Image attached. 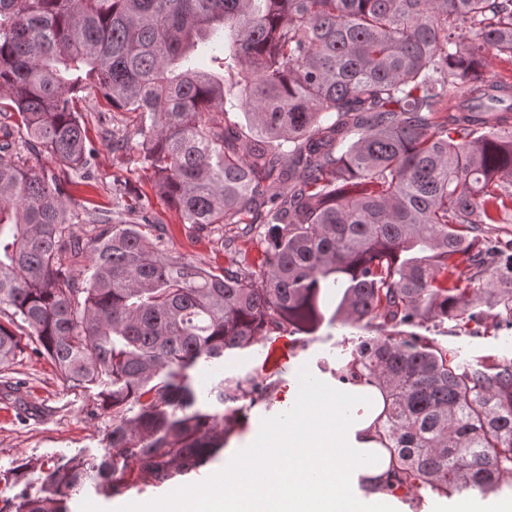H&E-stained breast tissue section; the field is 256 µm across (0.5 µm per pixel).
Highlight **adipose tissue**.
<instances>
[{"label":"adipose tissue","instance_id":"adipose-tissue-1","mask_svg":"<svg viewBox=\"0 0 512 512\" xmlns=\"http://www.w3.org/2000/svg\"><path fill=\"white\" fill-rule=\"evenodd\" d=\"M388 397V389L379 381L353 375L345 366L332 377L314 374L305 386L289 380L281 401L288 423L277 437L258 420L262 403L254 401L246 417L227 433L226 447H246L250 453L225 467V496L243 495L239 471L258 458L262 464L252 467L253 477L259 485H270L275 496L287 494L296 483L333 496L353 485L364 487L370 500L396 502L399 492L392 487L391 476L397 458L382 435ZM285 455L301 464L294 476L281 472Z\"/></svg>","mask_w":512,"mask_h":512}]
</instances>
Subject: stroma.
<instances>
[{
    "label": "stroma",
    "instance_id": "1",
    "mask_svg": "<svg viewBox=\"0 0 512 512\" xmlns=\"http://www.w3.org/2000/svg\"><path fill=\"white\" fill-rule=\"evenodd\" d=\"M78 109L95 148V177L88 181L73 178L69 186L72 198L86 206L105 209L112 205L114 186H126L127 202H134L139 196L150 199L154 221L169 231L167 247L171 252L215 267L235 261V254L224 248L223 230L202 233L182 223L175 209L157 195L152 180L141 171L134 154L114 151L101 142V127L111 121L112 110L100 95L89 94L79 101ZM377 335V330L372 328L326 322L311 334H283L288 353L281 367H267L259 350L254 349L222 363L198 366L192 374L193 384L205 395L224 377L252 375L265 379L271 388L281 389L289 375L311 367L335 373L361 341ZM433 338L447 345L463 362L474 363L490 355L512 357V327L505 325L489 330L481 323L451 320ZM11 370L14 376L26 380V400L37 406L38 412L30 417L22 416L14 398L0 395V501L13 498L21 490L20 485L3 478L4 472L12 470L18 461L29 464L28 490L39 494L42 472L57 462L75 456L90 459L101 455L112 423L108 415H94L95 389L69 387L54 364L31 349H24ZM224 466L225 459L220 456L199 471L176 476L163 485L130 483L109 498L89 487L70 501L69 512H120L127 503L139 504L145 512H152L162 502L170 504L173 512H197L198 497L223 493L218 477ZM398 508L400 512H512V485H502L487 494L457 493L445 502L434 498L428 490L412 491L401 498Z\"/></svg>",
    "mask_w": 512,
    "mask_h": 512
}]
</instances>
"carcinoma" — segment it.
I'll return each mask as SVG.
<instances>
[{
  "label": "carcinoma",
  "mask_w": 512,
  "mask_h": 512,
  "mask_svg": "<svg viewBox=\"0 0 512 512\" xmlns=\"http://www.w3.org/2000/svg\"><path fill=\"white\" fill-rule=\"evenodd\" d=\"M489 52L512 65V0H0V113L30 155L91 178L76 99L96 90L139 136L105 127L112 149L239 257L175 255L149 199L80 205L0 144V372L30 347L112 415L101 458L0 512L206 465L224 450L209 405L270 388L227 377L203 399L191 371L326 320L386 331L352 360L390 390L400 488L512 481V359L462 365L415 332L512 326V78L486 81Z\"/></svg>",
  "instance_id": "1"
}]
</instances>
